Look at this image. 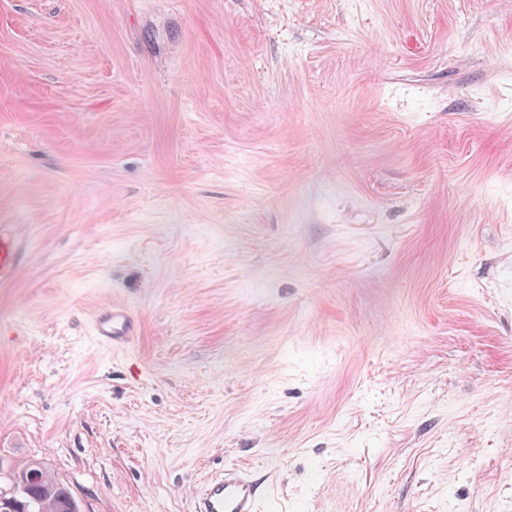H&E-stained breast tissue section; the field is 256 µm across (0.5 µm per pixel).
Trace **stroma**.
Wrapping results in <instances>:
<instances>
[{"instance_id": "stroma-1", "label": "stroma", "mask_w": 512, "mask_h": 512, "mask_svg": "<svg viewBox=\"0 0 512 512\" xmlns=\"http://www.w3.org/2000/svg\"><path fill=\"white\" fill-rule=\"evenodd\" d=\"M0 224L84 512H512V0H0ZM24 261V250L13 224H0V285L11 283ZM136 331L135 321L129 310L119 304H111L96 314L92 322L95 339L104 345L123 347ZM257 494L250 479L234 468L207 482L193 512H256Z\"/></svg>"}]
</instances>
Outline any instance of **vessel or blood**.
<instances>
[{"label": "vessel or blood", "instance_id": "1", "mask_svg": "<svg viewBox=\"0 0 512 512\" xmlns=\"http://www.w3.org/2000/svg\"><path fill=\"white\" fill-rule=\"evenodd\" d=\"M24 261V250L15 225L0 224V285L11 283ZM136 331L129 310L111 304L96 314L92 322L95 339L104 345L122 347ZM257 494L245 475L235 469L207 482L194 501L193 512H256Z\"/></svg>", "mask_w": 512, "mask_h": 512}]
</instances>
